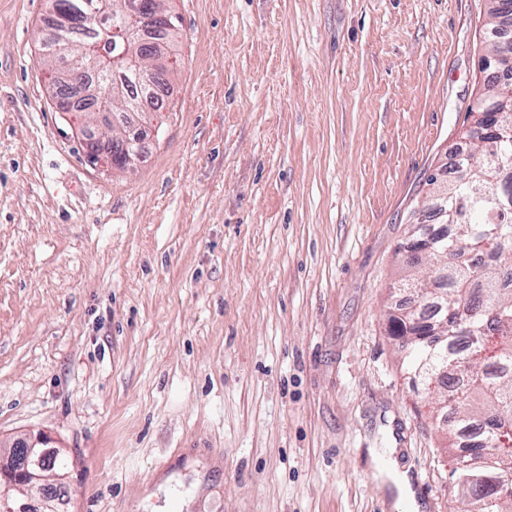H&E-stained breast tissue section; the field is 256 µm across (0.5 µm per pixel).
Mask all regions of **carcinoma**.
Segmentation results:
<instances>
[{"mask_svg": "<svg viewBox=\"0 0 512 512\" xmlns=\"http://www.w3.org/2000/svg\"><path fill=\"white\" fill-rule=\"evenodd\" d=\"M100 48L109 71L144 63L143 49L121 38L99 32L80 41L82 52ZM145 87L133 76L122 85L138 113ZM503 155L512 156V140L488 136L475 144L472 166L448 198L453 233L434 238L440 283L432 288L407 267L402 286L418 280L426 292L417 311L390 323L430 413L440 422L457 418V429L448 430L452 444L480 425L481 443L454 458L451 470L472 492L471 504H482L479 512H512V499L499 498L494 485L512 461V175L497 167Z\"/></svg>", "mask_w": 512, "mask_h": 512, "instance_id": "1", "label": "carcinoma"}]
</instances>
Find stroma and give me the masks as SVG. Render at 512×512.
<instances>
[{
  "label": "stroma",
  "instance_id": "1",
  "mask_svg": "<svg viewBox=\"0 0 512 512\" xmlns=\"http://www.w3.org/2000/svg\"><path fill=\"white\" fill-rule=\"evenodd\" d=\"M176 71L128 171L87 161L0 0V443L66 512H419L466 498L388 333L427 177L470 145L486 0H165ZM55 441L46 432L26 434L14 440L0 451V511L23 512L27 503L18 499L14 491L21 487H33L47 477L42 459L49 452L61 453L63 448L54 446ZM7 466V467H6Z\"/></svg>",
  "mask_w": 512,
  "mask_h": 512
}]
</instances>
